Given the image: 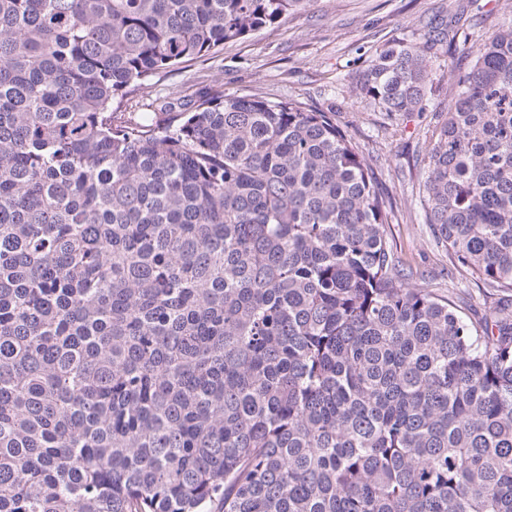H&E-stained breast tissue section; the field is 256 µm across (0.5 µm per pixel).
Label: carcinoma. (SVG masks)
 Segmentation results:
<instances>
[{"mask_svg":"<svg viewBox=\"0 0 512 512\" xmlns=\"http://www.w3.org/2000/svg\"><path fill=\"white\" fill-rule=\"evenodd\" d=\"M310 0H0V512H512V3L429 26L352 92L433 108L420 205L500 295L410 282L326 112H122ZM495 1L497 0H482L480 2L482 5L486 4V6L483 8L482 17L479 15V18H475V12L471 11L470 8L465 10L459 24H464L465 27H468L469 31L473 33L474 40L482 38V35L489 28L502 20V16L498 13L497 9H494ZM453 56L448 53V46L438 47L436 57L433 59V68L436 75L437 83L435 86V95L431 101L434 106L448 105V95L450 87L448 86V64L453 61ZM444 75V78L442 77Z\"/></svg>","mask_w":512,"mask_h":512,"instance_id":"carcinoma-1","label":"carcinoma"}]
</instances>
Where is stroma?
<instances>
[{"instance_id":"obj_1","label":"stroma","mask_w":512,"mask_h":512,"mask_svg":"<svg viewBox=\"0 0 512 512\" xmlns=\"http://www.w3.org/2000/svg\"><path fill=\"white\" fill-rule=\"evenodd\" d=\"M455 0H310L278 24L218 52L159 74L152 95L174 103L198 94H235L295 100L332 113L366 157L378 189L394 202L387 236L413 281L453 301L471 319L497 305L484 284L454 271L425 224L419 195L431 113L393 129L384 113L350 91L377 48L412 38Z\"/></svg>"}]
</instances>
